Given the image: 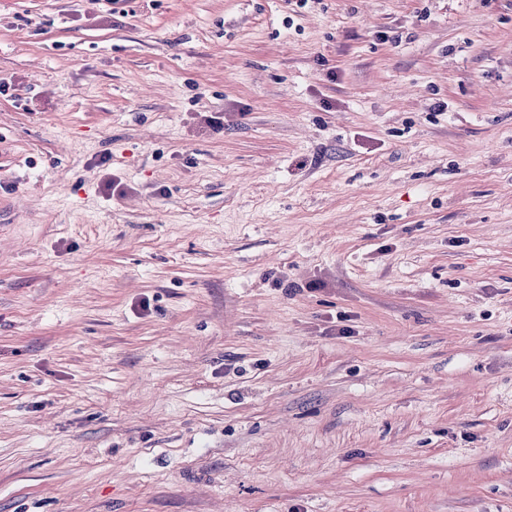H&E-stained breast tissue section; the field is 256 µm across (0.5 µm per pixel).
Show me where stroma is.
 Masks as SVG:
<instances>
[{
    "instance_id": "35a3bbf8",
    "label": "stroma",
    "mask_w": 512,
    "mask_h": 512,
    "mask_svg": "<svg viewBox=\"0 0 512 512\" xmlns=\"http://www.w3.org/2000/svg\"><path fill=\"white\" fill-rule=\"evenodd\" d=\"M0 512H512V0H0Z\"/></svg>"
}]
</instances>
